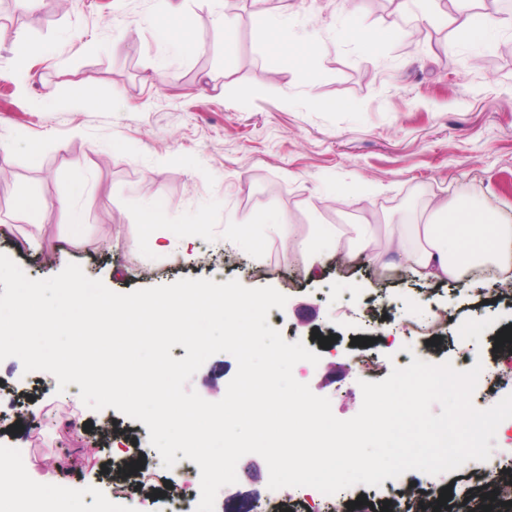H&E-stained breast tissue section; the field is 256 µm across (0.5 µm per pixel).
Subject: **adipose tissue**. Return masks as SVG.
<instances>
[{"mask_svg":"<svg viewBox=\"0 0 512 512\" xmlns=\"http://www.w3.org/2000/svg\"><path fill=\"white\" fill-rule=\"evenodd\" d=\"M454 2L450 22L459 37L481 44L497 34L496 19L474 11L473 0ZM381 238L388 250L406 256L414 278L427 282L447 281L487 261L512 269V225L491 223L485 213L470 204L445 200L433 202L423 224H393L385 231L376 224H359L350 233L335 225L325 226L315 239L304 243L303 252L312 267L351 249L377 262L381 254L376 244Z\"/></svg>","mask_w":512,"mask_h":512,"instance_id":"adipose-tissue-1","label":"adipose tissue"}]
</instances>
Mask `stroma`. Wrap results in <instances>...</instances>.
<instances>
[{
  "mask_svg": "<svg viewBox=\"0 0 512 512\" xmlns=\"http://www.w3.org/2000/svg\"><path fill=\"white\" fill-rule=\"evenodd\" d=\"M181 15L162 16L157 0H16L20 10L0 39V253L32 279L78 263L112 291L169 284L180 278L247 287L272 286L287 298L269 324L289 342L318 353V364L293 368L299 382L329 398L349 419L362 404L360 357L388 376L413 358L450 360L459 370L481 363L472 396L486 409L512 394V352L495 345L512 329V295L483 269L445 283L412 281L403 266L362 259L328 261L310 270L299 243L320 224H385L420 219L431 201H477L496 223L512 225V26L475 48L452 25L432 21L424 38L405 36L377 48L343 38L347 15L361 9L381 29L405 20L413 0H293L301 50L289 54L256 24L278 0H178ZM235 20L236 54L224 64V32L214 19ZM188 19V51L156 37L161 24ZM92 89L108 91L96 107ZM85 216L71 239L57 209L75 182ZM378 186L376 194L365 184ZM24 195L45 202L38 223L18 220ZM168 203L170 225L200 224L187 256L157 254L143 226L151 198ZM286 215L289 235L263 229V248L225 250L224 227ZM447 310L441 330L409 335V322ZM333 343L320 347L319 337ZM355 337L370 338L365 347ZM237 371L228 353L210 357L189 386L220 400ZM47 375L0 361V448H30L29 467L58 484L62 476L95 487L116 482L115 467L136 459L130 493L158 487L153 512H169L166 489L184 474L164 468L142 422L114 408L93 411L80 388L44 390ZM79 418L78 439L64 426ZM237 483L222 487L215 512H348L356 498L410 512L403 490L423 487L430 505L442 490L479 512L490 487L469 467L431 476L419 471L363 484L335 498L285 487L268 503V468L248 454ZM124 503L125 512L134 505Z\"/></svg>",
  "mask_w": 512,
  "mask_h": 512,
  "instance_id": "stroma-1",
  "label": "stroma"
}]
</instances>
